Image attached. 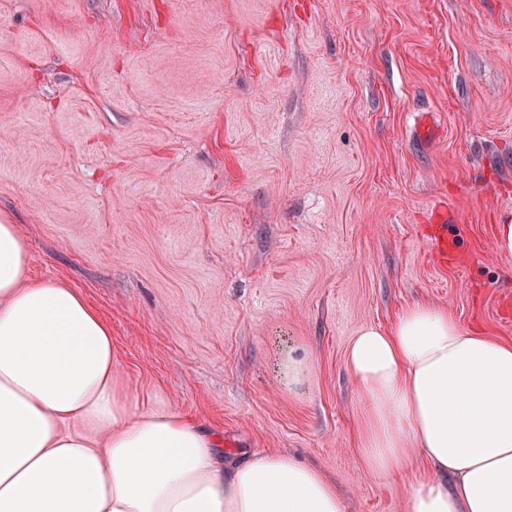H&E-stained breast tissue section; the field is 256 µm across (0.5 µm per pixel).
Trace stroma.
<instances>
[{
	"mask_svg": "<svg viewBox=\"0 0 512 512\" xmlns=\"http://www.w3.org/2000/svg\"><path fill=\"white\" fill-rule=\"evenodd\" d=\"M0 214L225 462L408 512L345 349L414 302L512 341V0H0ZM283 370L288 376L289 381L294 384H301L306 380L311 371L310 359L288 356L283 363Z\"/></svg>",
	"mask_w": 512,
	"mask_h": 512,
	"instance_id": "obj_1",
	"label": "stroma"
}]
</instances>
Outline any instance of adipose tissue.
Listing matches in <instances>:
<instances>
[{"mask_svg": "<svg viewBox=\"0 0 512 512\" xmlns=\"http://www.w3.org/2000/svg\"><path fill=\"white\" fill-rule=\"evenodd\" d=\"M27 265L17 225L0 223V512H344L288 455L225 467L216 435L131 390L98 312ZM345 363L369 405V467L403 473L413 450L428 462L407 474L409 512H512L511 343L414 303L362 327Z\"/></svg>", "mask_w": 512, "mask_h": 512, "instance_id": "obj_1", "label": "adipose tissue"}]
</instances>
